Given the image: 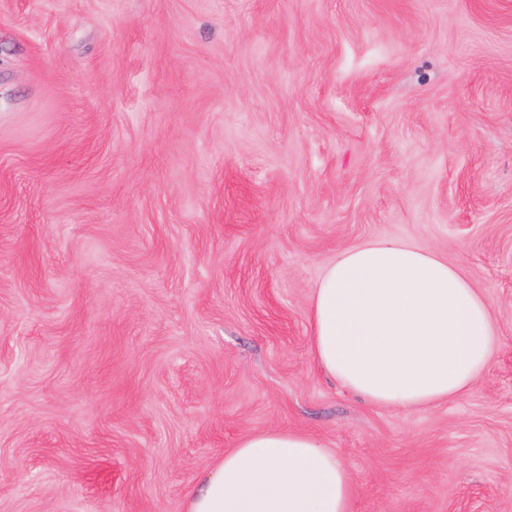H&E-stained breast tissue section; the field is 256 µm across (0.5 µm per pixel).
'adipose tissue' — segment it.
Wrapping results in <instances>:
<instances>
[{"label": "adipose tissue", "mask_w": 512, "mask_h": 512, "mask_svg": "<svg viewBox=\"0 0 512 512\" xmlns=\"http://www.w3.org/2000/svg\"><path fill=\"white\" fill-rule=\"evenodd\" d=\"M309 320L326 376L405 411L465 395L495 346L487 299L445 257L408 240L341 252L313 290ZM352 500L349 471L319 439L264 431L204 472L187 512H352Z\"/></svg>", "instance_id": "ef3b65f1"}]
</instances>
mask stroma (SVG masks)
<instances>
[{
	"instance_id": "1",
	"label": "stroma",
	"mask_w": 512,
	"mask_h": 512,
	"mask_svg": "<svg viewBox=\"0 0 512 512\" xmlns=\"http://www.w3.org/2000/svg\"><path fill=\"white\" fill-rule=\"evenodd\" d=\"M379 238L488 300L462 398L313 361L315 284ZM275 430L352 512H512V0H0V512H186Z\"/></svg>"
}]
</instances>
